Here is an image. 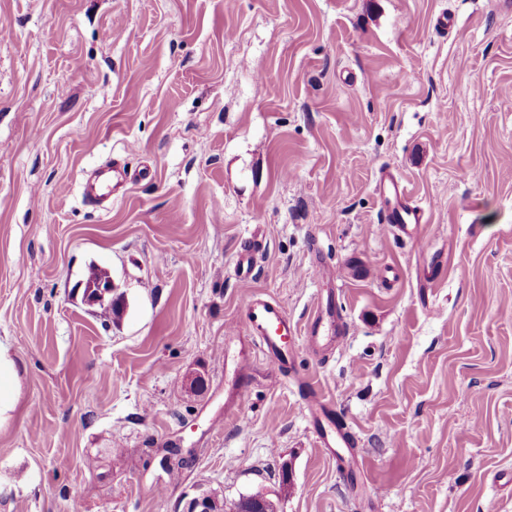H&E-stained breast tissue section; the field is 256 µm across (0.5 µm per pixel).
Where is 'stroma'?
Segmentation results:
<instances>
[{
	"mask_svg": "<svg viewBox=\"0 0 512 512\" xmlns=\"http://www.w3.org/2000/svg\"><path fill=\"white\" fill-rule=\"evenodd\" d=\"M454 18L452 31L436 25ZM0 512H512V9L495 0H0ZM131 171L110 210L85 172ZM428 212L384 232L381 173ZM251 251L252 279L236 274ZM391 266L393 285L353 264ZM107 270L100 317L77 284ZM346 331L298 371L353 435L357 488L295 379L253 352V294ZM292 473L280 488V468ZM15 362L8 348L0 345V423L15 409ZM253 495L261 496L263 498L264 506H263L262 510L264 512H278V499H273L271 497L264 496L260 493L240 497L237 502L232 504V506L229 508L228 511H226L227 509H226V504H224V499L219 498L218 504H217V509L219 511H217V512L249 511L250 506H251V501L253 499Z\"/></svg>",
	"mask_w": 512,
	"mask_h": 512,
	"instance_id": "1",
	"label": "stroma"
}]
</instances>
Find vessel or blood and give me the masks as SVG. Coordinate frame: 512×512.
Masks as SVG:
<instances>
[{"label":"vessel or blood","instance_id":"1","mask_svg":"<svg viewBox=\"0 0 512 512\" xmlns=\"http://www.w3.org/2000/svg\"><path fill=\"white\" fill-rule=\"evenodd\" d=\"M129 180V173L120 161H112L91 171L82 184V197L86 204L96 207L108 202ZM378 192L384 202L383 222L392 231L409 237H417L420 227L426 223L424 209L415 205L410 193L401 181L389 177L380 180ZM245 335L233 337L232 342L243 350L238 361L239 371L251 369L252 362L245 352L253 344H260L269 364L283 370L292 366L296 354L293 340L305 336L315 348L333 345L344 333V325L338 304L333 296L321 300L317 314L306 327H298L286 310L276 301L254 295L246 307ZM308 421L316 435L319 447L326 451L351 448L353 438L337 422L333 403L321 395L309 382H302Z\"/></svg>","mask_w":512,"mask_h":512}]
</instances>
